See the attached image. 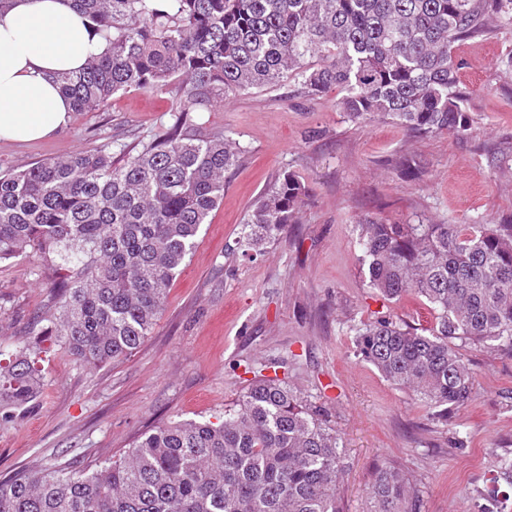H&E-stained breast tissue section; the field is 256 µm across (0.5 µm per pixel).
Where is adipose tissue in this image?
<instances>
[{
  "instance_id": "obj_1",
  "label": "adipose tissue",
  "mask_w": 512,
  "mask_h": 512,
  "mask_svg": "<svg viewBox=\"0 0 512 512\" xmlns=\"http://www.w3.org/2000/svg\"><path fill=\"white\" fill-rule=\"evenodd\" d=\"M108 49L70 0H13L0 20V139L40 140L66 127L72 106L60 73Z\"/></svg>"
}]
</instances>
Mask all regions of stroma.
Segmentation results:
<instances>
[{
    "label": "stroma",
    "mask_w": 512,
    "mask_h": 512,
    "mask_svg": "<svg viewBox=\"0 0 512 512\" xmlns=\"http://www.w3.org/2000/svg\"><path fill=\"white\" fill-rule=\"evenodd\" d=\"M453 56L470 117L459 136L351 121L340 89L307 96L291 78L197 113L198 123L225 131L247 154L226 174L224 198L173 279L158 324L131 357L97 369L52 345L37 408L0 424V478L59 460L92 470L164 422L222 417L242 393L246 369L276 362L325 410L340 439V512H369L373 474L386 466L404 472L419 512H480L493 495L512 512V485L497 468L499 457L512 455V352L464 348L477 383L446 426L354 347L357 329L377 318L423 333L435 317L415 296L390 302L368 287L361 221L512 222V27L490 22ZM168 106L141 90L116 94L103 111L72 113L49 138L0 140V166L93 150L116 130L130 141L158 134ZM406 163L417 180L403 178ZM283 171L309 195L296 223L260 255L244 257L235 248L243 221ZM52 278L25 261L0 264V350L22 347L33 319L56 313Z\"/></svg>",
    "instance_id": "obj_1"
}]
</instances>
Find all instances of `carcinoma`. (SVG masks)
Returning <instances> with one entry per match:
<instances>
[{
  "label": "carcinoma",
  "mask_w": 512,
  "mask_h": 512,
  "mask_svg": "<svg viewBox=\"0 0 512 512\" xmlns=\"http://www.w3.org/2000/svg\"><path fill=\"white\" fill-rule=\"evenodd\" d=\"M110 47L60 77L75 112L129 90L171 99L163 132L131 147L0 171V263L53 269L60 316L0 363V421L40 397L42 343L94 369L132 355L157 325L169 286L224 198L242 150L192 114L291 76L309 95L336 87L352 120L391 119L419 135L469 127L455 44L485 34L512 0H71ZM305 187L284 172L256 200L236 242L259 253L295 222ZM369 287L425 300L429 334L390 318L356 331L357 355L435 418L466 407L476 373L461 350L512 352V224L364 220ZM341 446L320 407L284 378L248 381L220 422L168 421L93 471L58 463L0 479V512H340ZM373 512H419L398 468H379Z\"/></svg>",
  "instance_id": "cac0c4a2"
}]
</instances>
